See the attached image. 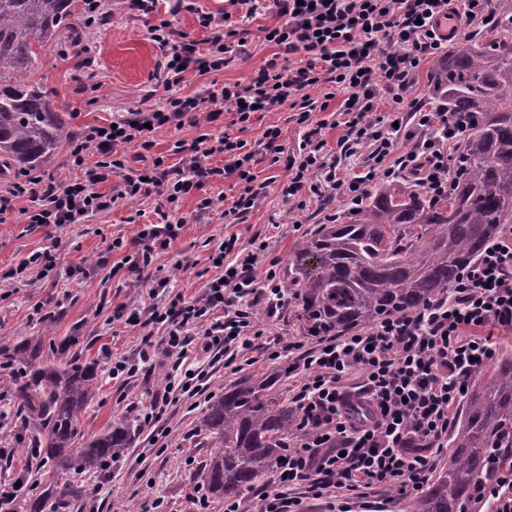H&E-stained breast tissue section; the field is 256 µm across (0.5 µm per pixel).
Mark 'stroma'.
Returning <instances> with one entry per match:
<instances>
[{"mask_svg": "<svg viewBox=\"0 0 512 512\" xmlns=\"http://www.w3.org/2000/svg\"><path fill=\"white\" fill-rule=\"evenodd\" d=\"M105 8L107 21L86 29L84 48L70 49L64 56L53 50L42 51L34 73L35 79L53 91L57 103L69 107L71 126L77 132L125 113L145 98L161 105L170 94L191 95L213 80L248 83L274 52L263 33L264 27L276 21L271 10L258 11L250 19L233 14L232 25L245 33L244 50L233 55L224 71L215 76L191 73L170 90L164 83L162 53L149 35L150 19L133 14L124 0H107ZM84 83L89 84V91L77 93V86ZM271 124L282 129L279 143L284 156H301L307 129L292 121L285 108L264 114L244 132V139L257 140ZM256 172L269 185L260 204L242 223L226 225L218 206L198 211L200 195H191L182 204L188 220L186 233L157 255L154 266L137 274L121 268L123 254L111 251L110 245L113 238L133 237L137 227L129 218L136 209H144L145 221H152L154 201L139 207L122 200L110 212L87 223L61 229L25 223L17 213L0 223V350L15 348L49 328L57 337L69 339L70 352L78 364L97 365L98 383L79 415L81 439L97 435L112 422L135 420L149 407L163 380V371L157 370L126 383L113 378L106 362L107 354H130L139 346L141 329L125 325L114 312L121 306L143 308L156 270L168 275L173 291L197 293L206 280L211 255L225 235L235 232L244 239L265 236L268 246L259 255L257 267L266 269L274 259L283 272L295 241L319 228L325 214H342L349 209L348 201L336 195L302 211L290 209L280 191V182L287 176L283 164H272L266 155ZM45 249L56 261L48 278L15 276L22 261ZM189 260L194 263L190 269L185 266ZM14 373V368L0 367V448L5 451L0 457V480L26 477L27 484L14 503V512H26L29 497L50 487L55 477L41 456L31 452L35 431L14 400ZM168 425L170 434L164 447L153 454L142 453L147 446V434L142 431L110 473L75 475L74 484L83 490L81 506L66 507L62 512H112L116 504L123 512H138L144 500L155 498L162 500L164 512H188V496L193 486L201 483L215 443L199 430L196 414L185 409L172 410ZM190 429L195 435L188 440L184 434Z\"/></svg>", "mask_w": 512, "mask_h": 512, "instance_id": "35a3bbf8", "label": "stroma"}]
</instances>
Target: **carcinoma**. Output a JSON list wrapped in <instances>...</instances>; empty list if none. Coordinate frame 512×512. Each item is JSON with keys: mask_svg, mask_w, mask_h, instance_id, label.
<instances>
[{"mask_svg": "<svg viewBox=\"0 0 512 512\" xmlns=\"http://www.w3.org/2000/svg\"><path fill=\"white\" fill-rule=\"evenodd\" d=\"M77 0H0V178L39 172L71 141L70 110L32 74L41 48L71 28ZM497 36L475 38L431 73L437 98L472 130L452 162L447 194L434 196L411 179L369 191L355 218L324 224L297 240L282 280L290 319L317 339L410 312L445 289L512 224V6ZM24 367L15 393L36 429L34 447L58 474L100 471L131 444L117 422L75 445L78 417L97 368L45 354V337L4 354ZM288 369L246 375L224 387L199 416L217 446L204 472L209 495L235 500L272 469L296 432L298 409L279 389ZM512 470V348L469 379L443 467L407 501V512H489L487 490ZM77 490L37 493L29 512H57Z\"/></svg>", "mask_w": 512, "mask_h": 512, "instance_id": "cac0c4a2", "label": "carcinoma"}]
</instances>
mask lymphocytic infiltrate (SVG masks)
Returning a JSON list of instances; mask_svg holds the SVG:
<instances>
[{
    "instance_id": "obj_1",
    "label": "lymphocytic infiltrate",
    "mask_w": 512,
    "mask_h": 512,
    "mask_svg": "<svg viewBox=\"0 0 512 512\" xmlns=\"http://www.w3.org/2000/svg\"><path fill=\"white\" fill-rule=\"evenodd\" d=\"M273 10L277 21L265 27L264 39L280 55L248 84L213 81L197 93L169 98L166 109L137 107L115 122L85 126L68 151L77 178H17L0 194V222L26 197L35 200L24 210L28 223L58 228L84 223L120 200H155V222L132 240L112 241L130 270L140 271L184 234L180 210L191 192H200L197 208L206 212L214 201L203 188L232 181L223 211L229 224L258 206L266 184L255 172L257 157L278 153L282 130L267 126L252 143L243 134L257 116L282 107L308 129L306 154L285 164L286 200L321 202L331 192L356 208L378 177L410 178L430 193H447L448 159L471 127L451 120L443 106L425 107L413 89L422 62L444 48L436 25L452 21L477 36L494 26L499 0H273ZM184 11L195 13L205 39L176 40L171 18ZM149 33L170 86L191 72L223 71L229 53L245 46L226 17L198 9L195 0H171L167 17ZM334 99L339 106L333 110ZM386 103L394 114L390 121L378 115ZM220 106L230 115L228 124L221 134L206 132ZM327 110L332 120L321 119ZM329 125L340 131L336 162L325 182L315 183L310 172ZM186 126L198 138L178 162L161 154L145 158L156 132ZM116 175L124 180L122 189L103 192ZM262 244L260 237L244 241L230 233L212 255L213 272L197 295L169 291L168 277L159 274L142 314L127 317V325L144 328L145 335L135 353L113 356V378L131 379L154 363L171 366L143 416L151 443L166 436L168 410L208 386L212 363L237 372L261 355L284 357L299 423L257 494L254 512H301L306 498L327 500L332 512H354L382 488L418 494L448 450L470 377L491 364L502 338L512 335V225H503L456 283L422 307L314 341L270 337L258 323L259 301L273 313L282 296L277 267L255 272ZM199 324L204 332L196 340L186 329ZM155 328L160 336H152ZM358 407L364 416L355 415Z\"/></svg>"
}]
</instances>
